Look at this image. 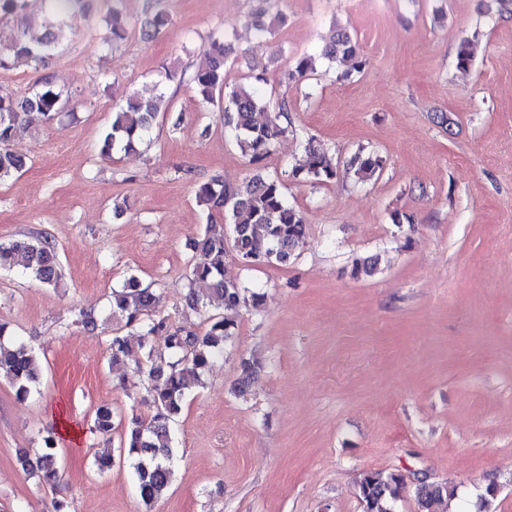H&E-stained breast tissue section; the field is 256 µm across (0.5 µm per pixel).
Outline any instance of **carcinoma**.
<instances>
[{"label":"carcinoma","mask_w":512,"mask_h":512,"mask_svg":"<svg viewBox=\"0 0 512 512\" xmlns=\"http://www.w3.org/2000/svg\"><path fill=\"white\" fill-rule=\"evenodd\" d=\"M28 0H0V18H20ZM49 19L40 33L22 30L8 46L0 49V70H10L19 62L45 67L47 58L63 44L66 29L77 20H88L90 0H47ZM123 0H113L107 25L108 35L103 44L113 47L128 37L121 21ZM258 5L247 16V22L261 35L274 36L288 26V16L275 7L274 0H257ZM171 22L166 5L153 0L145 11L140 25V37L149 41ZM231 44L220 36L213 42V52L195 66L191 73L166 67L159 79L152 82L154 93L130 95L112 113V125L101 141V154L111 156L115 151L134 152L149 142V135L164 103V84L187 81L196 97L203 103H219L224 112V126L235 133L241 152L249 163L258 164L268 157L277 141L291 126L289 113L294 104L283 96L270 103L262 90L267 78L261 71L248 82H229L233 65ZM356 38L346 29L332 33L322 47L320 57L337 65L362 67ZM316 57L303 54L279 72V82H295L315 70ZM53 121L61 115L76 119V107L69 96L57 87L54 74L44 73L39 87L18 100L0 98V182L21 171L26 161L14 154L10 143L24 132L32 116ZM306 165L293 170V175L315 183L335 180L353 174L360 182L379 175L384 160L374 152L361 150L345 159L343 166L331 163L323 149L313 142L306 147ZM196 196L208 210V218L219 216L222 223L206 225L202 236L193 243L194 262L188 277L185 306L200 310L217 304L229 315L212 317L207 329L198 333L188 327L175 326L167 315L153 313L155 295L150 287L142 286L132 275L119 288L112 289L111 315L124 321L127 327L139 329V342L132 347L119 332L107 340V352L112 365L135 361L146 370L150 382L145 399L150 416L131 417L123 431L120 453L133 468L141 501L146 512L161 499L174 480L173 424L181 413L186 395L203 384V376L214 360L224 355L226 345L235 335L236 320L232 314L243 308H257L263 295L224 279L226 239L247 265L286 264L294 256L305 236L302 214L290 206L283 185L277 178L261 172L245 183L231 187L218 180L200 185ZM20 266L41 285L55 288L61 281L57 247L43 235L16 238L0 242V271ZM7 326L0 323V377L9 380L20 398L37 390L40 383L39 363L34 350L27 344L5 339ZM157 336L165 337L164 347L155 346ZM261 365L244 359L234 384V392H245L257 377ZM116 415L112 406H98L93 415V430L108 436L115 429ZM45 452L33 460L24 454L19 457L23 470L35 473L45 483L58 479L57 451L53 437L44 439ZM401 477L370 471L359 482L365 512H395L394 502L399 495ZM455 487L446 482L423 481L416 485L415 495L420 512H436V507L453 496Z\"/></svg>","instance_id":"1"}]
</instances>
